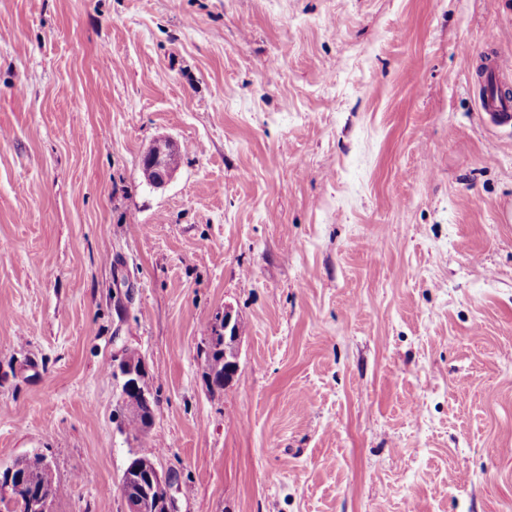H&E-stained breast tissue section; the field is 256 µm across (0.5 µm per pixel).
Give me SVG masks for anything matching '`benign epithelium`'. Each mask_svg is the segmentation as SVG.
Returning a JSON list of instances; mask_svg holds the SVG:
<instances>
[{
	"label": "benign epithelium",
	"mask_w": 512,
	"mask_h": 512,
	"mask_svg": "<svg viewBox=\"0 0 512 512\" xmlns=\"http://www.w3.org/2000/svg\"><path fill=\"white\" fill-rule=\"evenodd\" d=\"M142 165L153 174L152 186L165 185L178 169L177 152L173 144L167 140L154 143L145 153ZM236 321L237 315L228 308L224 309V355L228 358L229 366L226 376L218 381L223 386L232 381L238 370L237 343L241 334L235 328ZM112 374L121 381L122 413L137 412L151 401V394L142 387L144 379L148 377V370L141 356L123 354L114 360ZM132 472L140 474V478L135 489L121 488L126 512H176L175 501L170 493L173 477L161 474L157 460L147 462L134 458L127 466L125 474ZM26 487L29 491L25 500L30 509L33 512H47L49 499L46 495V484L29 487L20 484L17 489Z\"/></svg>",
	"instance_id": "obj_1"
}]
</instances>
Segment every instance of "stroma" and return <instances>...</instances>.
Wrapping results in <instances>:
<instances>
[{"mask_svg": "<svg viewBox=\"0 0 512 512\" xmlns=\"http://www.w3.org/2000/svg\"><path fill=\"white\" fill-rule=\"evenodd\" d=\"M492 31L512 86V0H0V471L125 512L133 352L177 512H512ZM142 165V177L147 184L151 182L152 186L160 187L165 185L174 176L178 169L177 152L172 143L167 140H161L154 143L145 153ZM224 341L222 340V335L218 333L217 326L213 328V335H217V339L215 342H212L211 347L205 353V358L208 366V377L210 375H214L215 378L219 376H224V370L226 368V364H224V355L228 358L227 362L229 366L227 368L226 376L224 378L219 379L217 383L212 382L213 387H217V385H226L232 381L234 376L238 370V361H237V343L242 337V333L245 331V323L243 320L238 319L237 315L233 314V312L226 308L224 309ZM237 321V327L235 328V324ZM240 331V333L238 332ZM112 374L121 381V410L125 415L137 412L141 407L151 401L152 395L143 387L144 379L148 377V370L144 359L140 355L131 356L123 354L112 364ZM9 469V479L12 477L14 467ZM47 470L46 457L43 454H32L25 457L20 462V467L12 477V482L15 483L18 480H23L26 484H20L17 486V490L29 488L25 500L28 502L29 507L33 511H49V499L46 495V484L43 482L36 486V484L42 482L45 479Z\"/></svg>", "mask_w": 512, "mask_h": 512, "instance_id": "35a3bbf8", "label": "stroma"}]
</instances>
